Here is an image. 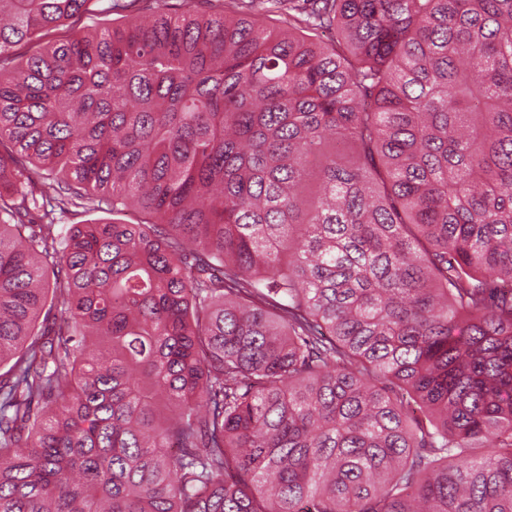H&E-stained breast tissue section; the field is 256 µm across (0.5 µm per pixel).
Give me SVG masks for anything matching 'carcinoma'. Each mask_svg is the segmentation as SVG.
Masks as SVG:
<instances>
[{"instance_id": "obj_1", "label": "carcinoma", "mask_w": 512, "mask_h": 512, "mask_svg": "<svg viewBox=\"0 0 512 512\" xmlns=\"http://www.w3.org/2000/svg\"><path fill=\"white\" fill-rule=\"evenodd\" d=\"M88 2L0 0V512H512V0ZM111 3L112 10L109 9ZM88 7V14L73 18L68 26L55 31L54 36L57 39H64L73 29L92 25L93 21L101 27L112 26L124 23L135 16L150 15L158 9L155 0H92Z\"/></svg>"}]
</instances>
